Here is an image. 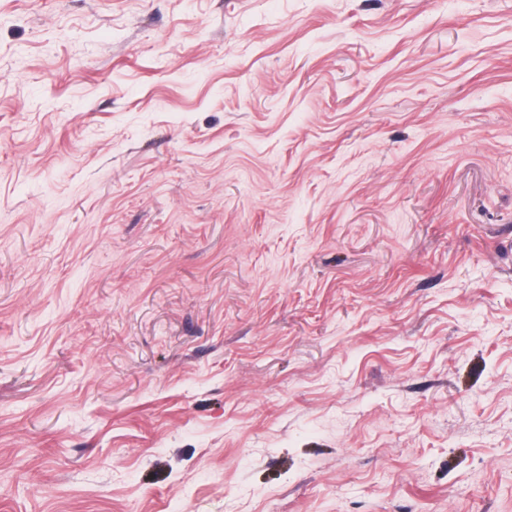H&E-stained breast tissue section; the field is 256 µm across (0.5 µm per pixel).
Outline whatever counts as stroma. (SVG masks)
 I'll return each mask as SVG.
<instances>
[{
    "label": "stroma",
    "instance_id": "1",
    "mask_svg": "<svg viewBox=\"0 0 512 512\" xmlns=\"http://www.w3.org/2000/svg\"><path fill=\"white\" fill-rule=\"evenodd\" d=\"M0 512H512V0H0Z\"/></svg>",
    "mask_w": 512,
    "mask_h": 512
}]
</instances>
